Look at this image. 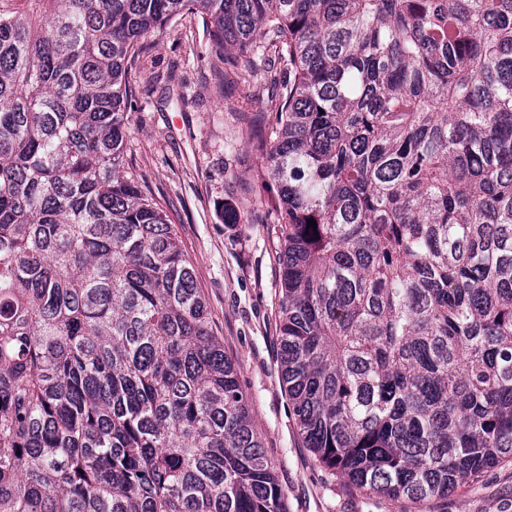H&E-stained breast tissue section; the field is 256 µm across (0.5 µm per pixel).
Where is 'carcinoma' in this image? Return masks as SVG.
Returning <instances> with one entry per match:
<instances>
[{
    "instance_id": "carcinoma-1",
    "label": "carcinoma",
    "mask_w": 512,
    "mask_h": 512,
    "mask_svg": "<svg viewBox=\"0 0 512 512\" xmlns=\"http://www.w3.org/2000/svg\"><path fill=\"white\" fill-rule=\"evenodd\" d=\"M185 13L220 87L259 49L288 71L249 141L310 451L410 501L512 459V0H28L0 10V512H283L127 171L132 63Z\"/></svg>"
}]
</instances>
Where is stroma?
<instances>
[{"instance_id":"stroma-1","label":"stroma","mask_w":512,"mask_h":512,"mask_svg":"<svg viewBox=\"0 0 512 512\" xmlns=\"http://www.w3.org/2000/svg\"><path fill=\"white\" fill-rule=\"evenodd\" d=\"M129 165L166 208L206 297L211 328L239 365V379L287 512H512V462L430 503L391 501L345 488L306 447L281 375V240L269 214L262 155L250 117L285 78L266 57L248 82L220 91L200 17L185 15L153 37L133 68ZM250 214L228 224L225 209Z\"/></svg>"}]
</instances>
